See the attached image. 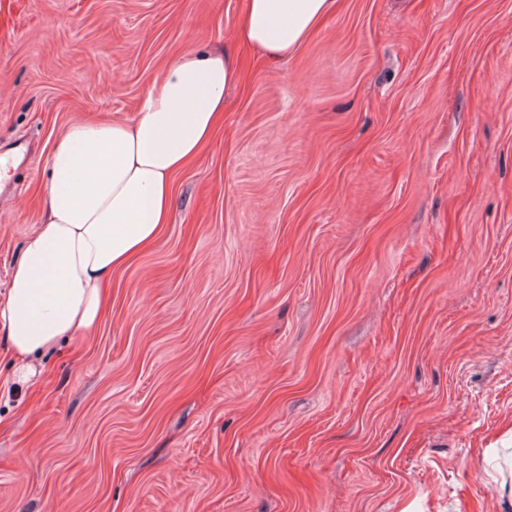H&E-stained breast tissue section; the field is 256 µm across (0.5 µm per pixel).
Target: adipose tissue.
I'll return each mask as SVG.
<instances>
[{
    "label": "adipose tissue",
    "instance_id": "ef3b65f1",
    "mask_svg": "<svg viewBox=\"0 0 512 512\" xmlns=\"http://www.w3.org/2000/svg\"><path fill=\"white\" fill-rule=\"evenodd\" d=\"M338 0H245L237 41L269 61L288 57ZM241 69L226 50L179 53L146 91L137 117L82 123L57 136L40 230L17 260L0 333L22 383L38 362L106 306L114 270L147 248L170 216L173 177L210 142Z\"/></svg>",
    "mask_w": 512,
    "mask_h": 512
}]
</instances>
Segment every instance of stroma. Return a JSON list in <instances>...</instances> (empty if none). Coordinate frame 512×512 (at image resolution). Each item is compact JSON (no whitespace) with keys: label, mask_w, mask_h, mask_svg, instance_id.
I'll return each instance as SVG.
<instances>
[{"label":"stroma","mask_w":512,"mask_h":512,"mask_svg":"<svg viewBox=\"0 0 512 512\" xmlns=\"http://www.w3.org/2000/svg\"><path fill=\"white\" fill-rule=\"evenodd\" d=\"M244 0H24L0 41V300L58 133L230 47L224 119L88 337L12 381L0 512H498L512 426V0H341L288 59Z\"/></svg>","instance_id":"35a3bbf8"}]
</instances>
